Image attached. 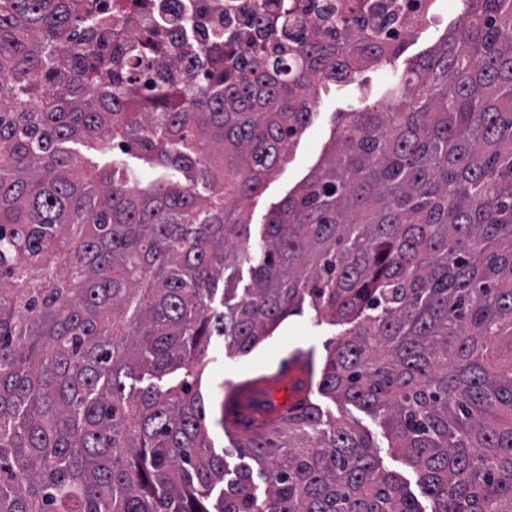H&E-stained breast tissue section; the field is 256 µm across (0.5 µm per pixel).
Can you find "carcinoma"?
<instances>
[{"mask_svg": "<svg viewBox=\"0 0 512 512\" xmlns=\"http://www.w3.org/2000/svg\"><path fill=\"white\" fill-rule=\"evenodd\" d=\"M97 2L0 0V512H425L307 399L234 471L210 441L212 338L247 355L307 298L340 328L318 390L381 419L431 512H512V0H464L387 102L343 113L257 241L243 201L315 90L401 51V5H319L322 36L281 2L251 77L143 102L87 79Z\"/></svg>", "mask_w": 512, "mask_h": 512, "instance_id": "obj_1", "label": "carcinoma"}]
</instances>
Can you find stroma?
<instances>
[{"label": "stroma", "mask_w": 512, "mask_h": 512, "mask_svg": "<svg viewBox=\"0 0 512 512\" xmlns=\"http://www.w3.org/2000/svg\"><path fill=\"white\" fill-rule=\"evenodd\" d=\"M462 7L463 0H436L432 7L435 21L423 24L409 35L400 54L381 66L360 72L354 81L317 92L311 121L293 140L287 159L266 179L262 192L246 201L244 211L251 224L265 223L269 211L319 166L331 147L342 113L384 102L412 62L448 34ZM336 334L335 327L316 325L314 311L307 305L301 313L284 320L273 336L267 337L249 354L226 355L223 339L215 338L212 342L214 360L201 377L200 391L208 400L213 394L225 393L231 386L248 379L281 376L292 356L300 352L311 354L315 363H322L326 356L325 345ZM309 398L321 408L325 419L349 422L367 433L384 469L400 474L408 490L420 495L413 468L406 464L397 449L390 447L379 419L359 407L335 401L315 387L311 388Z\"/></svg>", "instance_id": "1"}]
</instances>
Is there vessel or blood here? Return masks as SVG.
<instances>
[{
    "label": "vessel or blood",
    "mask_w": 512,
    "mask_h": 512,
    "mask_svg": "<svg viewBox=\"0 0 512 512\" xmlns=\"http://www.w3.org/2000/svg\"><path fill=\"white\" fill-rule=\"evenodd\" d=\"M307 390V376L292 369L275 383L258 381L240 386L229 399L227 412L230 418L262 425L280 416L292 402L304 397Z\"/></svg>",
    "instance_id": "1"
}]
</instances>
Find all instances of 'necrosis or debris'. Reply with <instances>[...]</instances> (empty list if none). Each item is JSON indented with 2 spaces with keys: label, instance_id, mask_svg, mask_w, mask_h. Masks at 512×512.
Here are the masks:
<instances>
[{
  "label": "necrosis or debris",
  "instance_id": "necrosis-or-debris-1",
  "mask_svg": "<svg viewBox=\"0 0 512 512\" xmlns=\"http://www.w3.org/2000/svg\"><path fill=\"white\" fill-rule=\"evenodd\" d=\"M275 0H132L120 10H113L112 25L125 39L150 41L151 59L147 62L126 60L121 71L132 81L142 97L176 85L186 89L201 82L202 70L195 64L200 50L218 45L225 30L236 32L237 56L255 59V44L262 41V30L254 22L258 8L273 12ZM173 61L179 68L164 72L160 63Z\"/></svg>",
  "mask_w": 512,
  "mask_h": 512
}]
</instances>
